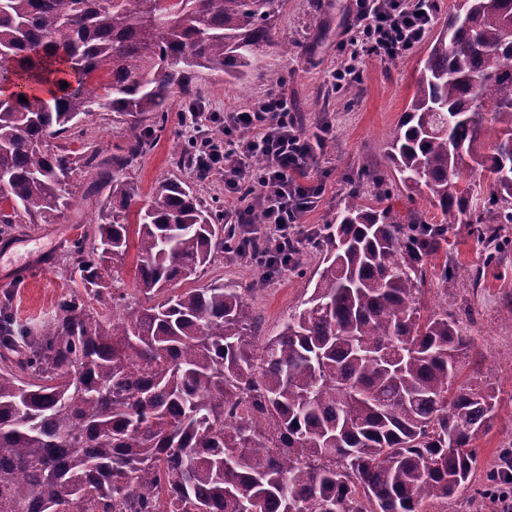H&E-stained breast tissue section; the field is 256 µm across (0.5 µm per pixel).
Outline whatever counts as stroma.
<instances>
[{"instance_id": "obj_1", "label": "stroma", "mask_w": 512, "mask_h": 512, "mask_svg": "<svg viewBox=\"0 0 512 512\" xmlns=\"http://www.w3.org/2000/svg\"><path fill=\"white\" fill-rule=\"evenodd\" d=\"M271 29L270 42L259 50V68L244 83L230 84L199 73L190 81V94L175 96L168 112L143 114L141 127L154 133L155 147L126 171L140 189L141 202H148L156 183L176 179L190 185L213 213L234 221L223 182L215 177L200 179L180 161L188 137L181 111L191 103L208 112L248 106L273 90L288 99L307 134L323 133L328 143L326 150L318 151L310 172L312 182L322 183L325 192L317 206L298 221L299 234L335 223L343 198L362 170L376 169L392 178L388 134L412 95L416 71L426 55L424 45L391 63L365 61L356 88L349 93L330 83L329 72L341 60L339 43L354 31L352 0H279ZM127 134L124 117L96 112L84 119L65 145L78 155L96 149L113 154L124 146ZM71 181L73 200L59 223L39 225L8 244L0 242V289L17 283L13 312L35 332L53 314L58 297L72 287L66 250L96 216L107 192L105 185L95 183L93 175L82 168L74 171ZM448 256L457 264L460 280L449 282L444 289L427 284L425 301L431 308L448 307L460 318L466 309H473L475 322L468 333L478 365L464 368L463 373L477 375L480 384L494 390L497 414L491 428L476 442L481 465L470 491L449 501L447 512H492L489 499L478 490L487 473L497 470L502 449L512 446V323L503 318L512 307V252L476 289L461 283L484 259L473 225H449ZM306 289L305 279L291 269L248 295L257 336L275 335L290 308L304 299Z\"/></svg>"}]
</instances>
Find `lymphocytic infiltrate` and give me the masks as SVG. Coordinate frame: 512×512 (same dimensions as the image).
Returning a JSON list of instances; mask_svg holds the SVG:
<instances>
[{
    "instance_id": "1",
    "label": "lymphocytic infiltrate",
    "mask_w": 512,
    "mask_h": 512,
    "mask_svg": "<svg viewBox=\"0 0 512 512\" xmlns=\"http://www.w3.org/2000/svg\"><path fill=\"white\" fill-rule=\"evenodd\" d=\"M421 3L413 11L407 0H355L356 34L339 45L344 60L331 72L332 83L358 79L363 58L395 59L419 43L431 25L434 0ZM188 116L194 169L222 174L224 195L241 214L248 237L275 244L297 240V217L314 208L322 188L307 178L315 145L287 101L272 91L253 106L221 112L192 104ZM215 126L220 136H213ZM257 158L264 161L259 170L252 166Z\"/></svg>"
}]
</instances>
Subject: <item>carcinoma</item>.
<instances>
[{
	"label": "carcinoma",
	"instance_id": "carcinoma-1",
	"mask_svg": "<svg viewBox=\"0 0 512 512\" xmlns=\"http://www.w3.org/2000/svg\"><path fill=\"white\" fill-rule=\"evenodd\" d=\"M277 4L0 0L21 80L0 94V235L58 223L80 166L110 188L93 246L66 256L80 287L38 335L14 317L17 285L0 291V512H430L469 487L496 399L459 381L471 338L423 290L455 277L448 225H477L474 288L509 242L512 0L448 13L390 137L394 181L364 172L376 202L355 187L310 233L312 291L259 342L246 295L264 277L173 288L236 250L232 230L177 180L133 210L125 170L154 146L139 116L191 75L258 66ZM96 111L128 117L124 155L50 144ZM398 184L427 188L440 220H397L383 202ZM132 249L135 302L107 265Z\"/></svg>",
	"mask_w": 512,
	"mask_h": 512
}]
</instances>
